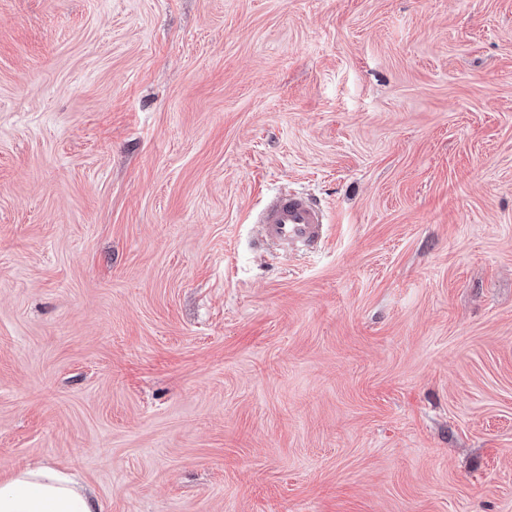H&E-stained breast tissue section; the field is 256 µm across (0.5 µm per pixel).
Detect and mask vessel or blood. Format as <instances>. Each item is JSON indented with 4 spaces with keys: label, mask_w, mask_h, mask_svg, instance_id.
I'll return each mask as SVG.
<instances>
[{
    "label": "vessel or blood",
    "mask_w": 512,
    "mask_h": 512,
    "mask_svg": "<svg viewBox=\"0 0 512 512\" xmlns=\"http://www.w3.org/2000/svg\"><path fill=\"white\" fill-rule=\"evenodd\" d=\"M326 232L323 209L311 198L293 192L272 197L258 216V244L284 254L314 250Z\"/></svg>",
    "instance_id": "vessel-or-blood-1"
}]
</instances>
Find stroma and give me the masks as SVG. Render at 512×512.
Here are the masks:
<instances>
[{
  "mask_svg": "<svg viewBox=\"0 0 512 512\" xmlns=\"http://www.w3.org/2000/svg\"><path fill=\"white\" fill-rule=\"evenodd\" d=\"M316 197V252L251 246ZM102 512H512V0H0V480ZM69 475L48 467L17 470L0 482V512H101Z\"/></svg>",
  "mask_w": 512,
  "mask_h": 512,
  "instance_id": "35a3bbf8",
  "label": "stroma"
}]
</instances>
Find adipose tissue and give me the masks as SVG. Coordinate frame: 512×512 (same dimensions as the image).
<instances>
[{"mask_svg":"<svg viewBox=\"0 0 512 512\" xmlns=\"http://www.w3.org/2000/svg\"><path fill=\"white\" fill-rule=\"evenodd\" d=\"M100 503L69 475L48 467L12 472L0 482V512H101Z\"/></svg>","mask_w":512,"mask_h":512,"instance_id":"1","label":"adipose tissue"}]
</instances>
